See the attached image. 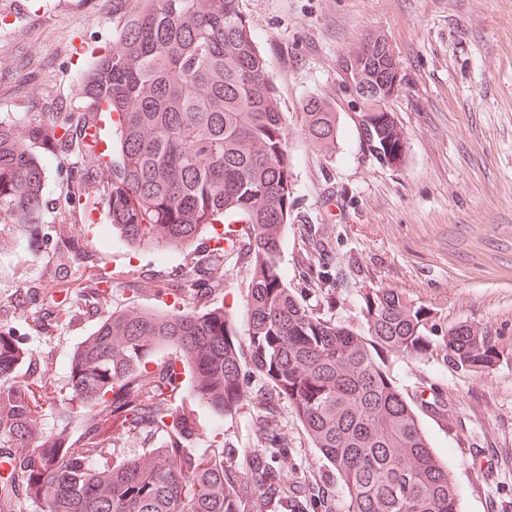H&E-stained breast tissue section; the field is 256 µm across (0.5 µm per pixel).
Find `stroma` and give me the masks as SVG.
Listing matches in <instances>:
<instances>
[{
	"instance_id": "obj_1",
	"label": "stroma",
	"mask_w": 512,
	"mask_h": 512,
	"mask_svg": "<svg viewBox=\"0 0 512 512\" xmlns=\"http://www.w3.org/2000/svg\"><path fill=\"white\" fill-rule=\"evenodd\" d=\"M252 36L266 55L288 132L294 199L282 244V271L303 289L311 308L356 324L362 284L398 288L434 309L442 323L489 327L509 357L488 376L442 361L395 359L391 374L417 407L433 451L447 464L459 512H512V0H239ZM376 32L391 40L406 84L390 104L407 137L401 168L379 164L359 145L353 105L337 60ZM116 43L112 0H0V121L20 126L56 112L83 113L77 79L90 60ZM335 103L338 149L328 156L304 135V102ZM106 129L96 153L117 149ZM96 153L73 148L43 154L49 207L36 241L0 228V335L23 359L16 374L28 386L48 384L29 423L33 442L80 444L86 428L67 403L72 354L105 315L84 299L97 289L88 266L103 268L118 287L110 308L157 304L163 288H181L192 258L208 251L207 235L183 250H138L117 238L97 244L101 210L72 209L70 197L97 201L102 190ZM317 229L336 279L330 296L306 291L308 266L318 254L308 229ZM90 242L87 254L70 241ZM145 270L155 271L139 281ZM224 291L216 303L238 334L248 329L250 271L243 255H225ZM139 282L138 295L126 283ZM51 321V335L33 334L34 319ZM244 383L254 405L233 421L214 424L200 411L199 452L247 448L266 414V385L252 373ZM438 396L437 411L423 408ZM288 453L289 478L333 490L330 507L344 512L338 481L319 458L286 400L275 403Z\"/></svg>"
}]
</instances>
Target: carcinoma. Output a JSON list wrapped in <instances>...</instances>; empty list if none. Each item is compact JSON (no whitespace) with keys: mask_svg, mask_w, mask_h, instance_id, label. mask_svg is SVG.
<instances>
[{"mask_svg":"<svg viewBox=\"0 0 512 512\" xmlns=\"http://www.w3.org/2000/svg\"><path fill=\"white\" fill-rule=\"evenodd\" d=\"M116 45L79 77L87 110L19 130L0 121V224L34 235L46 208L43 161L34 148L62 154L83 144L96 106L116 115L120 150L98 165L106 177L112 232L137 249H187L217 222L231 219L226 246L249 259V328L238 339L224 310L130 306L114 311L77 347L68 396L76 416L96 425L74 448L31 444L33 393L14 381V344L0 336V441L8 443L30 497L42 512H308L313 492L288 482L273 457L287 448L263 421L260 448L238 460L188 447L197 407L219 420L237 419L250 402L242 368L262 376L288 401L312 446L336 471L345 512H457V490L432 450L417 413L390 374L385 357L434 355L452 368L485 375L504 351L488 329L466 321L443 325L437 313L396 288L361 289V327L332 320L303 303L281 269L283 237L293 205L288 133L266 56L257 47L239 0H112ZM378 38L347 52L366 60L359 82L346 86L363 111L355 124L361 148L379 164L405 162L406 135L383 111L378 90L392 71ZM304 134L336 153L334 104H303ZM187 275L198 302L219 292L221 278L202 257ZM309 285L330 290L335 279L318 259ZM171 349L173 359L155 357ZM149 383L165 397L148 402ZM159 432L162 439L120 459L112 434ZM16 477L0 482V512H10Z\"/></svg>","mask_w":512,"mask_h":512,"instance_id":"cac0c4a2","label":"carcinoma"}]
</instances>
